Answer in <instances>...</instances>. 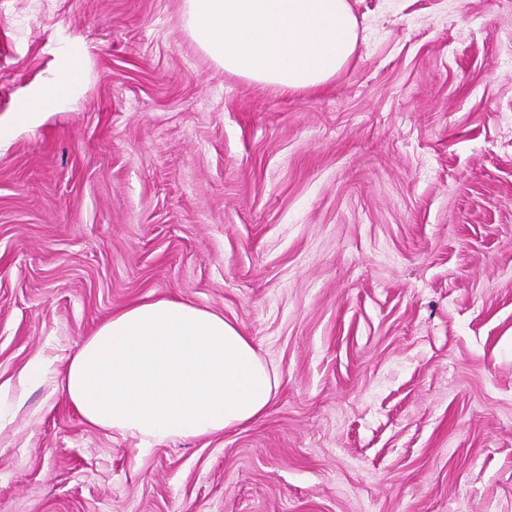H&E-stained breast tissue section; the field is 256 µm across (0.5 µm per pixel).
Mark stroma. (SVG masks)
Masks as SVG:
<instances>
[{"label":"stroma","mask_w":512,"mask_h":512,"mask_svg":"<svg viewBox=\"0 0 512 512\" xmlns=\"http://www.w3.org/2000/svg\"><path fill=\"white\" fill-rule=\"evenodd\" d=\"M348 2L355 56L283 93L185 0H0V512H512V0ZM162 298L250 336L264 415L143 448L55 393ZM83 77L77 66L61 69L55 79L52 90H41L38 95L28 99L20 108L18 117L22 121L31 122L43 112H48L55 104L67 97L73 87Z\"/></svg>","instance_id":"obj_1"}]
</instances>
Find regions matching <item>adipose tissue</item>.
Wrapping results in <instances>:
<instances>
[{
  "mask_svg": "<svg viewBox=\"0 0 512 512\" xmlns=\"http://www.w3.org/2000/svg\"><path fill=\"white\" fill-rule=\"evenodd\" d=\"M185 22L225 73L287 93L325 84L358 48L347 0H186ZM82 77L79 67L61 69L53 89L21 106L19 119L49 111ZM54 385L90 425L150 448L255 421L273 402L277 376L223 314L158 299L100 323Z\"/></svg>",
  "mask_w": 512,
  "mask_h": 512,
  "instance_id": "1",
  "label": "adipose tissue"
}]
</instances>
